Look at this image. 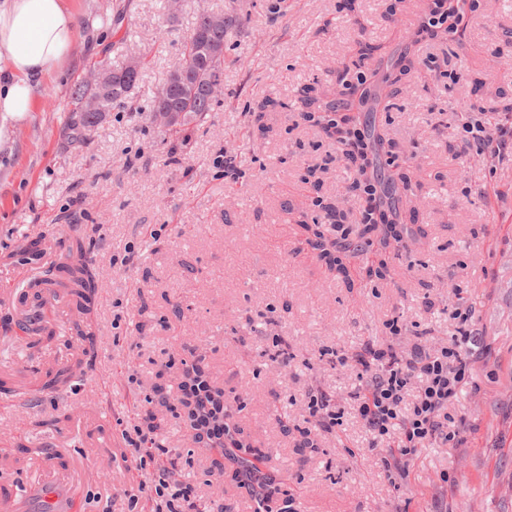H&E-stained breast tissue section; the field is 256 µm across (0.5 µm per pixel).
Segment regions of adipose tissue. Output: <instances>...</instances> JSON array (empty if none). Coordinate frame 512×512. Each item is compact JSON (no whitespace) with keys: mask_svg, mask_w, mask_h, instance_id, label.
Masks as SVG:
<instances>
[{"mask_svg":"<svg viewBox=\"0 0 512 512\" xmlns=\"http://www.w3.org/2000/svg\"><path fill=\"white\" fill-rule=\"evenodd\" d=\"M75 0H0V117L34 111L79 34Z\"/></svg>","mask_w":512,"mask_h":512,"instance_id":"obj_1","label":"adipose tissue"}]
</instances>
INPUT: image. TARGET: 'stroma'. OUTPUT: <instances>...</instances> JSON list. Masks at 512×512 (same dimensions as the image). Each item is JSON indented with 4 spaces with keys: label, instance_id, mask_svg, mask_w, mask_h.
<instances>
[{
    "label": "stroma",
    "instance_id": "obj_1",
    "mask_svg": "<svg viewBox=\"0 0 512 512\" xmlns=\"http://www.w3.org/2000/svg\"><path fill=\"white\" fill-rule=\"evenodd\" d=\"M163 3L77 0L67 66L34 111L0 126V289L57 270L74 237L104 281L90 342L61 283L0 306V458L12 480L33 487L37 451L52 448L80 512H155L140 487L162 470L194 486L202 512H249L222 449L201 447L172 414L182 363L197 359L298 512H512V152L482 153L458 112L464 102L512 116V0H475L460 34L413 45L424 0H182L175 13ZM203 10L235 20L221 93L203 122L169 136L151 100ZM404 57L410 74L359 114L382 140L379 175L408 178L389 194L397 234L380 249L359 222L367 201L350 188L352 167L305 114L350 100L343 70ZM131 58L141 74L127 103L67 146L74 86L93 81L95 62ZM343 235L348 247H333ZM32 241L43 244L34 256ZM457 306L473 314L472 370L448 407L467 424L459 439L419 449L394 483L353 407L316 433L317 449L298 447L305 393L342 400L359 384L321 349L357 350L393 318L401 348L425 332L447 339ZM44 317L55 332L30 347L25 330ZM276 335L288 366L271 357ZM66 366L78 378L61 398L48 382ZM151 419L161 449L144 460L127 438Z\"/></svg>",
    "mask_w": 512,
    "mask_h": 512
}]
</instances>
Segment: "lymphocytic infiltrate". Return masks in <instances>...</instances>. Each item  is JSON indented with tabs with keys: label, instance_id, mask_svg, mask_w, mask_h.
I'll list each match as a JSON object with an SVG mask.
<instances>
[{
	"label": "lymphocytic infiltrate",
	"instance_id": "obj_1",
	"mask_svg": "<svg viewBox=\"0 0 512 512\" xmlns=\"http://www.w3.org/2000/svg\"><path fill=\"white\" fill-rule=\"evenodd\" d=\"M457 334L448 343L437 348L422 344L410 351L399 350L395 340L401 332L398 320H390L388 340L365 343L360 350H321L331 368L356 370L358 386L349 397L357 413L365 422L374 442L393 437L397 448L381 458L388 477H406L410 461L425 443L442 439L456 440L457 435L445 431L448 406L453 402L471 372V362L464 351L472 332L470 310L455 309ZM183 373L188 382L184 389L195 400L192 412L198 441L209 447L223 449L225 457L236 462L233 477L245 488L255 504L253 512H273L271 502L280 490L276 478L255 460H243L244 445L238 439V430L232 427L224 411V403L202 391L203 372L198 361L185 363ZM416 398L409 412H402L401 404L408 393ZM307 426L301 431L303 444L313 447V430L333 431L341 423L344 410L339 400L322 391H311L304 396Z\"/></svg>",
	"mask_w": 512,
	"mask_h": 512
}]
</instances>
